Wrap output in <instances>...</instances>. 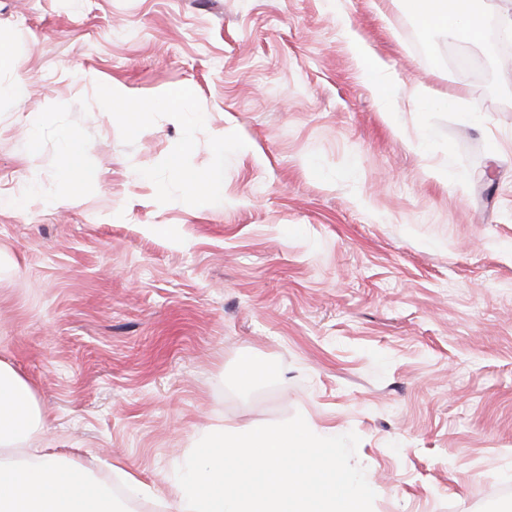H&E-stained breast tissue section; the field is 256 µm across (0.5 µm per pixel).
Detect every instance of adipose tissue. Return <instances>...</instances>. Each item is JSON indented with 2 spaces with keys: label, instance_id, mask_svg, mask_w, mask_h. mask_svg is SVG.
I'll list each match as a JSON object with an SVG mask.
<instances>
[{
  "label": "adipose tissue",
  "instance_id": "ef3b65f1",
  "mask_svg": "<svg viewBox=\"0 0 512 512\" xmlns=\"http://www.w3.org/2000/svg\"><path fill=\"white\" fill-rule=\"evenodd\" d=\"M426 28L476 36L477 0H402ZM43 425L30 384L0 362V512H112V501L77 464L26 447Z\"/></svg>",
  "mask_w": 512,
  "mask_h": 512
}]
</instances>
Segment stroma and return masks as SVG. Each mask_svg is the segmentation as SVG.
Returning a JSON list of instances; mask_svg holds the SVG:
<instances>
[{"mask_svg": "<svg viewBox=\"0 0 512 512\" xmlns=\"http://www.w3.org/2000/svg\"><path fill=\"white\" fill-rule=\"evenodd\" d=\"M0 51V361L43 415L27 447L163 512L214 425L299 414L359 436L373 512H512V47L397 0H0ZM112 86L182 91L185 118L107 116ZM72 139L97 181L64 179ZM246 358L268 370L247 390ZM336 18L344 22L348 36L350 37V44L353 52L359 56L365 63L364 75L368 82H370L379 92L380 100L383 109L388 112L391 107V91L389 80L384 73L382 67L377 64L369 55L367 48L356 41L349 30V25L345 21L341 13H337ZM166 164L178 180L206 198L214 197L221 191V185L216 174L199 175L186 169L182 153H176L168 157Z\"/></svg>", "mask_w": 512, "mask_h": 512, "instance_id": "obj_1", "label": "stroma"}]
</instances>
